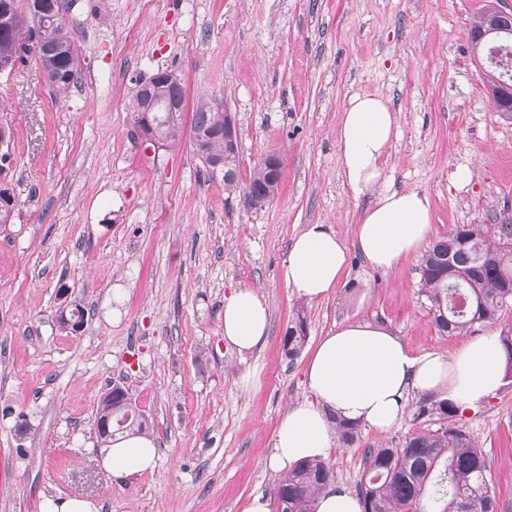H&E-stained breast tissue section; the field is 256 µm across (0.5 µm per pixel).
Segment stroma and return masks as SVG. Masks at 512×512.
Returning <instances> with one entry per match:
<instances>
[{
	"mask_svg": "<svg viewBox=\"0 0 512 512\" xmlns=\"http://www.w3.org/2000/svg\"><path fill=\"white\" fill-rule=\"evenodd\" d=\"M487 0H73L80 78L63 96L34 58L0 74V120L13 132L6 182L17 202L0 226V512H41L44 498H91L99 512H243L272 495L268 465L288 407L310 401L304 369L319 339L368 321L415 356L453 355L466 336L438 332L419 292L420 255L370 268L355 232L370 197L341 176L337 140L351 95L385 96L398 118L383 165L394 190L428 195L430 239L458 224L512 223V120L498 112L469 41ZM175 70L187 108L236 117L241 181L279 152V191L250 210L208 176L188 139L133 137L136 79ZM468 167L463 186L453 177ZM308 224L348 248L338 288L303 302L283 262ZM266 302L265 344L224 343V297ZM87 310L59 331L65 300ZM308 341H282L296 306ZM250 388H242L243 376ZM125 386L158 446L153 471L113 480L98 459L101 397ZM410 394L401 422L328 458L356 490L366 448L438 427ZM457 420L491 460L501 512H512V377ZM67 308L68 307H67V303H66L62 306L61 311L63 310L65 312L67 310ZM63 311L58 315V318H57V323H58V326H59V329L61 330V332H65L67 334L74 333L75 335L79 334L82 331V329L84 328V323L78 322V321H72L73 327L71 330L70 321L73 317V314L75 312H77L78 317L81 320H83V322H85V310H84L83 306L77 300H72V301H70V306L67 311V318L64 315Z\"/></svg>",
	"mask_w": 512,
	"mask_h": 512,
	"instance_id": "obj_1",
	"label": "stroma"
}]
</instances>
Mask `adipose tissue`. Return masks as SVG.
Returning <instances> with one entry per match:
<instances>
[{"label":"adipose tissue","instance_id":"adipose-tissue-1","mask_svg":"<svg viewBox=\"0 0 512 512\" xmlns=\"http://www.w3.org/2000/svg\"><path fill=\"white\" fill-rule=\"evenodd\" d=\"M396 117L378 94L351 96L342 116L338 156L345 183L355 196L373 195L356 227V246L366 263L391 270L418 253L431 230V203L418 191L388 188L381 160L396 136ZM346 266V246L325 224H309L292 242L284 279L299 296L324 298ZM224 341L238 353L262 347L270 314L250 288L224 299ZM502 350L495 332L469 341L451 357L411 355L398 336L369 322L351 323L316 344L304 371L313 400L290 408L275 433L269 465L289 472L306 459H324L337 445L334 418L389 431L405 413L411 392L439 394L458 413L478 409L503 382ZM155 441L146 435L113 442L101 460L116 479L154 468Z\"/></svg>","mask_w":512,"mask_h":512}]
</instances>
